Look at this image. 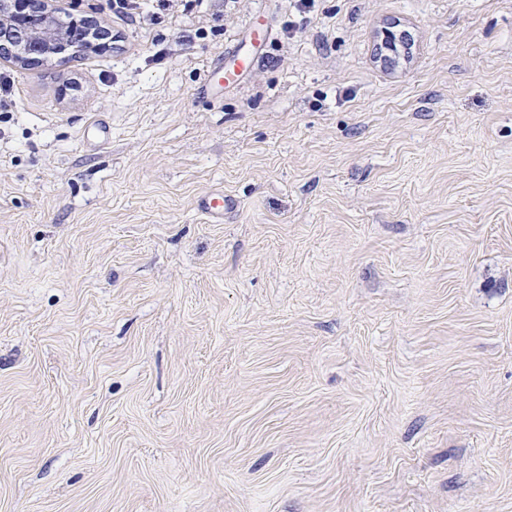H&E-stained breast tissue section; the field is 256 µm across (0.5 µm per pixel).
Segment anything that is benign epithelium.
<instances>
[{
  "mask_svg": "<svg viewBox=\"0 0 512 512\" xmlns=\"http://www.w3.org/2000/svg\"><path fill=\"white\" fill-rule=\"evenodd\" d=\"M96 31L102 47L109 36L84 16L64 22L52 0H0V59L9 58L24 66L46 60L65 64L73 55L94 46L85 42V32Z\"/></svg>",
  "mask_w": 512,
  "mask_h": 512,
  "instance_id": "1",
  "label": "benign epithelium"
}]
</instances>
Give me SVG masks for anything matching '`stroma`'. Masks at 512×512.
Segmentation results:
<instances>
[{
  "label": "stroma",
  "mask_w": 512,
  "mask_h": 512,
  "mask_svg": "<svg viewBox=\"0 0 512 512\" xmlns=\"http://www.w3.org/2000/svg\"><path fill=\"white\" fill-rule=\"evenodd\" d=\"M55 7L112 40L0 61V512H512V0ZM202 3L203 0H109L108 4L114 13L131 18H140L146 7L151 6L152 9L147 12L150 21L161 24L175 8L183 6L182 12H188ZM240 51L235 47L234 50L228 51L227 54L235 61V66L232 70H228L224 65V56L213 60L207 66L204 74L203 82L210 88H223L234 82L237 78L252 70L259 58L253 56H241ZM231 207H233V202L230 198L224 197L223 190L212 191L203 196L198 203L199 210L217 223L224 221V208Z\"/></svg>",
  "instance_id": "1"
}]
</instances>
